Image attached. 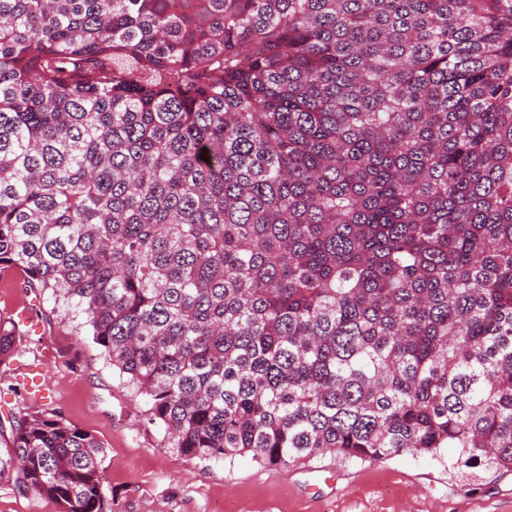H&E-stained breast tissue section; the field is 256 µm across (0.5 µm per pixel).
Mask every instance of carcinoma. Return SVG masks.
Wrapping results in <instances>:
<instances>
[{
  "mask_svg": "<svg viewBox=\"0 0 512 512\" xmlns=\"http://www.w3.org/2000/svg\"><path fill=\"white\" fill-rule=\"evenodd\" d=\"M0 265L180 455L511 473L512 0H0ZM10 428L108 512L92 435Z\"/></svg>",
  "mask_w": 512,
  "mask_h": 512,
  "instance_id": "cac0c4a2",
  "label": "carcinoma"
}]
</instances>
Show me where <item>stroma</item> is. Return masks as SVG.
<instances>
[{"label": "stroma", "instance_id": "1", "mask_svg": "<svg viewBox=\"0 0 512 512\" xmlns=\"http://www.w3.org/2000/svg\"><path fill=\"white\" fill-rule=\"evenodd\" d=\"M28 310L34 332L17 338L0 364V424L27 414L57 415L104 447L112 512H512V474L457 468L454 449L404 453L381 462L327 454L283 470L251 455L200 460L179 455L150 423L147 400L106 362L83 317L51 295L35 299L13 270L0 273V317ZM40 371L47 395L27 388ZM0 512H58L57 504L0 477Z\"/></svg>", "mask_w": 512, "mask_h": 512}]
</instances>
